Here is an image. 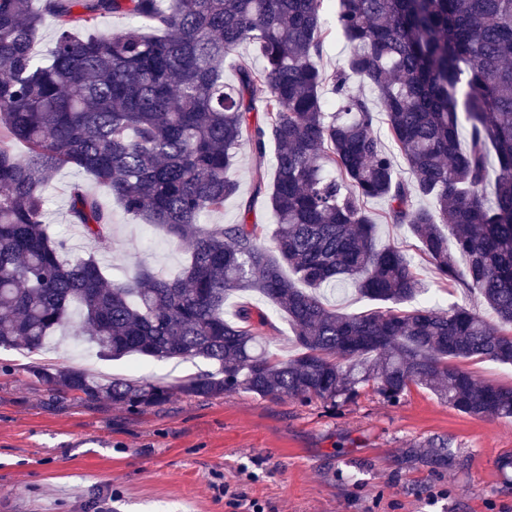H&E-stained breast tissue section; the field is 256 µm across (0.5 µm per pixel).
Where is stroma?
<instances>
[{"label":"stroma","mask_w":512,"mask_h":512,"mask_svg":"<svg viewBox=\"0 0 512 512\" xmlns=\"http://www.w3.org/2000/svg\"><path fill=\"white\" fill-rule=\"evenodd\" d=\"M273 156L242 153L233 170L237 196L208 224H271L256 171L273 172ZM83 183L112 212L116 278L147 266L174 274L185 246L127 215L83 170L67 166L49 193L46 220L73 252L89 244L67 213V191ZM365 208L382 242L396 244L420 273L419 303L451 298L402 227L385 220L387 204ZM88 369L103 377L178 385L215 372V363L129 356L104 360L89 340L54 333L28 354L0 348V512H238L233 500H257L265 512H512V420L477 419L414 387L397 404L371 388L339 406L290 399L271 403L239 392L221 398L174 396L141 412L51 395L31 379V364ZM447 440L443 469L403 461L406 448Z\"/></svg>","instance_id":"1"}]
</instances>
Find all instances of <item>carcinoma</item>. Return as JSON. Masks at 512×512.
Segmentation results:
<instances>
[{
	"label": "carcinoma",
	"mask_w": 512,
	"mask_h": 512,
	"mask_svg": "<svg viewBox=\"0 0 512 512\" xmlns=\"http://www.w3.org/2000/svg\"><path fill=\"white\" fill-rule=\"evenodd\" d=\"M325 2L0 0V348L35 353L69 325L104 357L219 366L175 388L31 365L35 382L131 411L176 393L241 391L336 406L369 386L395 404L417 386L462 414L512 419V387L462 366L512 364V0H339L336 34L350 52L333 75L319 66ZM105 16L138 25L102 32ZM48 21L56 39L43 60L35 42ZM243 43L261 66L237 61L228 84L224 64ZM354 79L377 92L409 179ZM259 110L264 123L249 127ZM271 143L272 237L245 219L203 225L237 193L241 150L262 159ZM67 165L133 218L188 243L182 271L143 267L108 280L98 255L112 247V212L80 183L68 189L69 219L93 252L72 256L45 219L47 192ZM372 198L387 200L388 222L407 228L439 280L468 302L405 307L424 283L379 240L364 207ZM336 283L378 307L327 306L320 290ZM239 292L288 318L294 355L269 350L261 307L247 301L224 317Z\"/></svg>",
	"instance_id": "1"
}]
</instances>
